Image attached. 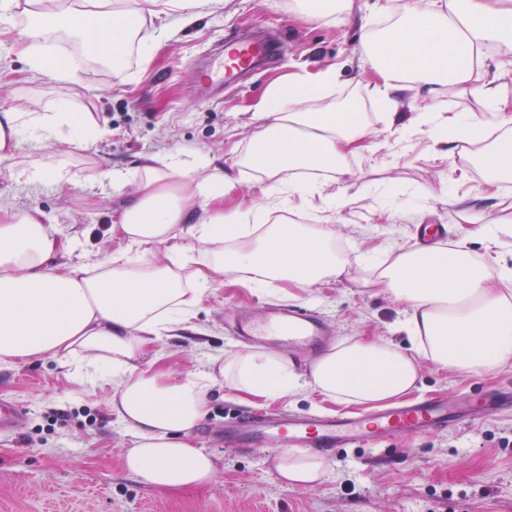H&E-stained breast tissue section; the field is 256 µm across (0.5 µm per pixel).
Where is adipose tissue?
<instances>
[{
	"mask_svg": "<svg viewBox=\"0 0 512 512\" xmlns=\"http://www.w3.org/2000/svg\"><path fill=\"white\" fill-rule=\"evenodd\" d=\"M30 21L23 37L32 69L75 83L81 68L42 54L47 34L66 26L103 48L137 41L147 49L161 30L148 25L138 0H115L92 14L83 0L60 9L57 0H24ZM389 24L367 31V59L384 109L416 78L431 86L489 102L504 133L479 156L489 174L486 190L512 177V97L481 72L488 46L512 65V0H408L389 10ZM334 72L314 82H286L253 113L257 130L248 160L216 165L207 153L185 161L170 155L143 158L139 176L117 212L125 251L92 264L58 260L67 246L39 209L0 207V362L49 356L64 367L90 364L110 370L113 415L132 438L125 467L144 485L177 491L210 483L213 457L193 434L208 412L209 393L220 385L242 398L281 399L299 387L341 404H378L414 389L423 363L461 374L492 373L512 361V294L503 289L512 268L491 275L466 238L452 245L402 247L384 253L372 269L377 285L407 306L398 331L409 347L378 338L343 340L322 352L305 371L265 349L213 359L208 370L175 376L146 363L147 348L161 333L187 321L206 292L225 276L263 288L287 282L309 288L342 279L356 256L341 253L333 226L273 224L270 205L225 210L224 198L241 182L243 162L264 172L271 201L314 195L306 170L348 175V157L365 147L367 128L356 113L326 103ZM415 122L437 140L471 143L483 131L473 115L418 113ZM43 144L85 145L100 127L69 106L44 114L0 104V158L12 156L24 128ZM295 179L282 181V171ZM167 245L163 259L150 260ZM277 472L290 486L313 488L328 466L303 451L284 456Z\"/></svg>",
	"mask_w": 512,
	"mask_h": 512,
	"instance_id": "1",
	"label": "adipose tissue"
}]
</instances>
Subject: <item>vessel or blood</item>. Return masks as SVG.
Segmentation results:
<instances>
[{"label": "vessel or blood", "mask_w": 512, "mask_h": 512, "mask_svg": "<svg viewBox=\"0 0 512 512\" xmlns=\"http://www.w3.org/2000/svg\"><path fill=\"white\" fill-rule=\"evenodd\" d=\"M276 46L271 42L244 41L225 36V57L219 60L211 77L194 86L196 96L206 98L240 74L255 72L265 66ZM235 329L244 339L282 348L313 350L324 344L329 332L316 315L308 310L272 307L251 315L235 316ZM512 405V391H502L481 398L452 397L387 405L371 412L341 413L333 416L287 414L264 417L240 413L225 426L227 449L270 445L286 439L289 446L333 455L340 448H364L389 436H415L445 431L475 420L486 410Z\"/></svg>", "instance_id": "1"}]
</instances>
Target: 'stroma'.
<instances>
[{
  "label": "stroma",
  "instance_id": "35a3bbf8",
  "mask_svg": "<svg viewBox=\"0 0 512 512\" xmlns=\"http://www.w3.org/2000/svg\"><path fill=\"white\" fill-rule=\"evenodd\" d=\"M401 0H355L353 13L306 21L297 0H226L202 9L192 23L157 5L152 23L167 35L149 50L125 55L79 82L64 83L32 71L18 46L29 18L16 13L12 27H0V104L22 112L54 111L60 102L84 113L105 133L86 148L38 149V131L23 129L8 159H0V206L42 210L57 238L78 239L72 262L90 263L125 248L112 231V211L120 198L111 179L86 182L85 174L110 169L134 174L141 157L199 153H245L255 128L249 123L269 91L288 77L304 79L332 69V104L351 100L369 126L370 150L349 159L350 176L334 180L319 173L318 195L293 199L276 216L307 224L323 196L342 193L349 203L334 212L336 232L355 251L374 243L391 248L416 244L419 224H443L449 240L469 226L460 215L468 204L489 219L512 225V179L502 180L497 199L481 198L486 170L478 162L480 144L436 141L413 121L430 108L442 115L470 113L497 136L490 107L470 96L416 83L405 91L395 113L377 109L371 90L362 18L385 24V5ZM240 38L277 37L279 47L261 71L224 95L198 99L192 87L198 67L217 53L227 30ZM452 151L451 162L440 152ZM36 162L68 168L69 182L30 184L11 173ZM288 304L315 310L337 340L378 336L407 345L395 332L405 306L370 284L360 264L348 277L310 288L264 290L244 283L211 288L189 321L163 334L151 350L158 368L176 373L203 371L212 359L244 350L226 328L227 314ZM512 385V361L496 373L461 375L424 366L411 396L445 399ZM111 381H89L50 357L0 363V403L26 412L23 426L0 432V512H512V413L491 410L484 417L444 433L399 437L369 448H341L329 458L330 475L313 489L284 485L274 447L231 452L224 425L244 406L228 390H214L208 416L197 430V445L217 460L207 485L178 493L147 488L131 477L123 459L131 437L110 410ZM269 413H336L339 405L302 387L288 398L257 401Z\"/></svg>",
  "mask_w": 512,
  "mask_h": 512
}]
</instances>
